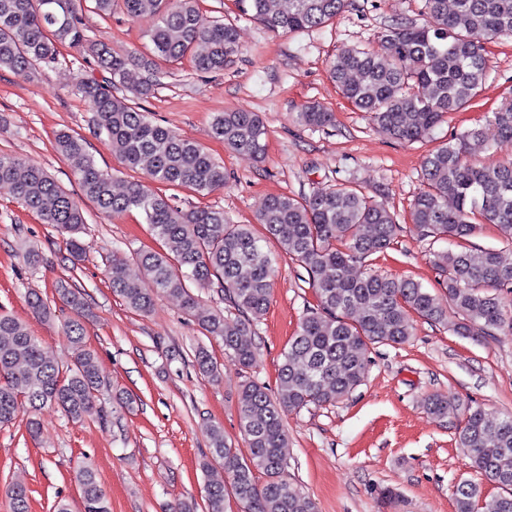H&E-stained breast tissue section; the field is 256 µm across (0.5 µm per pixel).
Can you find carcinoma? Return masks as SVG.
Returning a JSON list of instances; mask_svg holds the SVG:
<instances>
[{
  "instance_id": "carcinoma-1",
  "label": "carcinoma",
  "mask_w": 512,
  "mask_h": 512,
  "mask_svg": "<svg viewBox=\"0 0 512 512\" xmlns=\"http://www.w3.org/2000/svg\"><path fill=\"white\" fill-rule=\"evenodd\" d=\"M348 3L239 0L243 14L274 33L320 27ZM122 5L132 20L152 19L145 32L148 53L116 51L87 39L83 0H0V68L35 71L56 60L61 45L84 50L100 77L81 82L77 92L126 169L202 197L224 188V163L154 123L141 101L159 85L164 64L188 60L199 72L223 69L240 49L236 26L204 17L198 0H122ZM425 8V23L396 22L386 28L385 53L368 46L343 47L328 65L331 81L348 102L395 139L411 143L424 140L449 115L471 104L487 77V44L512 37V0H453L451 8L448 0H425ZM132 64L144 71L143 81L130 96L114 94ZM297 120L324 127L334 115L309 105ZM492 123L498 133L496 149L506 155L494 164L479 162L469 144L482 131L453 135L425 155L423 188L411 204L410 221L421 236L451 243L435 252L433 260L437 285L448 293L445 304L411 278L352 275L353 265L381 257L401 231L396 215L353 182L302 197L268 196L257 216V231L251 224L231 223L222 209L201 207L180 215L171 198L137 181L115 193L112 173L97 167L85 140L66 131L56 134L57 150L76 160L74 177L83 196L106 214L142 213L162 244L160 251L136 252L130 258L143 269L146 282L130 277V259L112 252L107 277L129 309L146 314L163 294L180 297L193 312L200 301L187 282L216 287L236 317L209 314L199 318V325L248 368L257 354L248 332L270 307L274 264L283 256L309 275L317 304L288 340L275 389L249 380L240 390L238 419L246 449L229 443L221 426L205 423L209 452L202 469L207 472L217 462L227 475L225 481H208L205 512H231L232 501L243 512H317L314 500L284 477L286 416L348 397L364 381L375 346L409 341L413 316L446 325L452 312L460 317L453 330L461 336L512 332V306L505 302L512 294V264L494 249L469 244L484 224L496 225L512 240V102L493 113ZM211 128L225 149L264 158L267 128L258 114L218 113ZM0 191L68 235L70 252L79 253L77 234L86 224L80 200L42 166L0 153ZM57 292L76 314L84 312L81 288L63 284ZM27 301L36 314L50 316L43 295L31 292ZM67 335L71 356L59 362L26 326L0 314V424L48 404L74 420L106 419L100 399L104 383L94 353L84 343L81 321H70ZM193 351L199 372L218 377L209 349L198 344ZM425 408L435 417L456 411L444 394L429 396ZM458 438L470 449L473 466L499 492L489 496L463 482L454 493L456 512H512V415L469 407ZM75 481L83 512H109L90 466H81ZM10 495L12 512H29L24 487H13Z\"/></svg>"
}]
</instances>
